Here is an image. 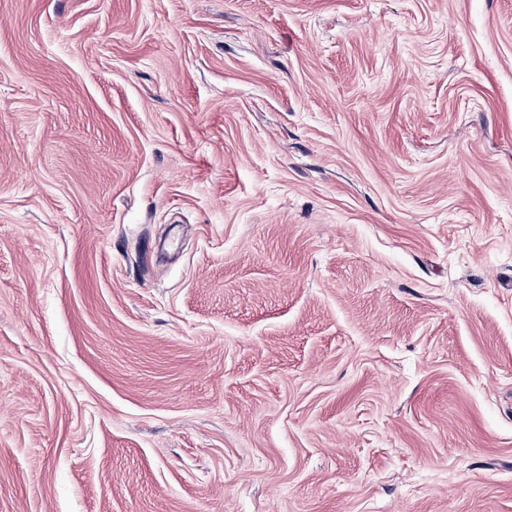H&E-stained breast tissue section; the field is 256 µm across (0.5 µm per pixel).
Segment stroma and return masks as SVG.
<instances>
[{"label": "stroma", "mask_w": 512, "mask_h": 512, "mask_svg": "<svg viewBox=\"0 0 512 512\" xmlns=\"http://www.w3.org/2000/svg\"><path fill=\"white\" fill-rule=\"evenodd\" d=\"M0 512H512V0H0Z\"/></svg>", "instance_id": "obj_1"}]
</instances>
